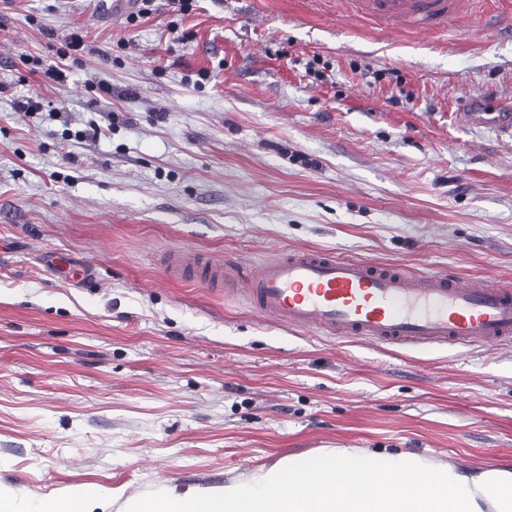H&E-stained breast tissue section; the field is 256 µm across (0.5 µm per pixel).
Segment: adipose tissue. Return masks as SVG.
<instances>
[{
  "label": "adipose tissue",
  "mask_w": 512,
  "mask_h": 512,
  "mask_svg": "<svg viewBox=\"0 0 512 512\" xmlns=\"http://www.w3.org/2000/svg\"><path fill=\"white\" fill-rule=\"evenodd\" d=\"M106 498L95 485L24 506L0 493V512H94ZM122 512H512V469L466 472L412 453L336 448L318 464L288 457L221 487H168Z\"/></svg>",
  "instance_id": "adipose-tissue-1"
}]
</instances>
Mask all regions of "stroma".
Segmentation results:
<instances>
[{
    "mask_svg": "<svg viewBox=\"0 0 512 512\" xmlns=\"http://www.w3.org/2000/svg\"><path fill=\"white\" fill-rule=\"evenodd\" d=\"M132 7L0 0V492L123 502L332 448L512 466V344L303 333L163 268L324 249L512 283V34L386 37L330 0ZM76 30L50 82L32 61ZM35 94L51 110H20Z\"/></svg>",
    "mask_w": 512,
    "mask_h": 512,
    "instance_id": "35a3bbf8",
    "label": "stroma"
}]
</instances>
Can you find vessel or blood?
Wrapping results in <instances>:
<instances>
[{
    "label": "vessel or blood",
    "mask_w": 512,
    "mask_h": 512,
    "mask_svg": "<svg viewBox=\"0 0 512 512\" xmlns=\"http://www.w3.org/2000/svg\"><path fill=\"white\" fill-rule=\"evenodd\" d=\"M493 0H336L337 9L380 34L447 30L454 20L478 31ZM170 278L240 296L260 316L294 329L392 346L512 342V287L465 281L398 264L340 258L323 250L279 253L238 273L201 252H175Z\"/></svg>",
    "instance_id": "vessel-or-blood-1"
}]
</instances>
